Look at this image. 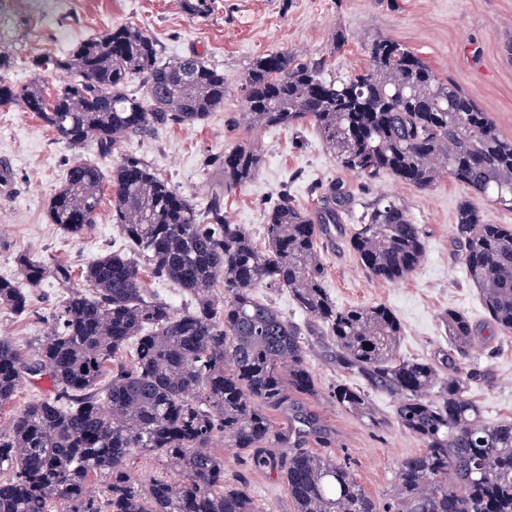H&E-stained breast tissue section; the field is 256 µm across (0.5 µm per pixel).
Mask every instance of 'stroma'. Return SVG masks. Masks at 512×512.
Listing matches in <instances>:
<instances>
[{"label":"stroma","instance_id":"1","mask_svg":"<svg viewBox=\"0 0 512 512\" xmlns=\"http://www.w3.org/2000/svg\"><path fill=\"white\" fill-rule=\"evenodd\" d=\"M23 40L15 66L1 78L23 86L35 73L32 59L67 56L80 43L129 25L153 37L166 63L196 53L224 72V107L193 126H174L123 142L112 154L95 147L74 153L33 113L0 105V278L18 275L16 259L27 254L51 265L67 263L81 271L100 256L125 249L112 222L110 196H103L95 224L70 237L48 215L75 157L110 174L122 155L144 159L153 170L204 210L220 189L210 155L238 144L258 146L264 162L245 184L224 192V213L264 243L265 211L282 190L312 207L314 188L343 183L354 206L385 195L404 204L424 225L426 253L417 272L398 283L372 280L361 269L345 237L320 240L326 284L337 307L383 304L402 325L401 356L432 358L448 349L442 317L466 314L479 329L480 346L463 364L484 379L471 395L487 423L512 417V334L490 325L480 294L470 281L456 244V213L464 192L450 178L418 188L386 175L366 183L340 167L312 125L249 129L242 92L245 74L258 56L286 50L298 61H321L331 77H346L367 65L366 47L378 36L390 38L426 61L438 76L465 91L512 141V0H215L207 17L190 15L183 0H39L10 12ZM221 190V189H220ZM29 305L21 314L0 310V337L13 340L32 357L48 333L63 291L52 277L24 285ZM308 366L320 390L306 405L325 425L323 441L307 448L327 453L351 467L358 482L386 512L395 490L400 460L418 453L420 442L396 424L375 428L338 407L329 397L344 377L332 346L319 336L304 339ZM229 478L245 480L267 512H295L282 477L245 468L236 450L216 440Z\"/></svg>","mask_w":512,"mask_h":512}]
</instances>
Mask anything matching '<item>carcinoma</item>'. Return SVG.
I'll use <instances>...</instances> for the list:
<instances>
[{
    "label": "carcinoma",
    "mask_w": 512,
    "mask_h": 512,
    "mask_svg": "<svg viewBox=\"0 0 512 512\" xmlns=\"http://www.w3.org/2000/svg\"><path fill=\"white\" fill-rule=\"evenodd\" d=\"M0 29V72L13 66ZM42 71L76 79L48 99L41 80L15 86L0 75V105L36 114L57 139L79 153L103 155L127 139L164 127L191 126L224 107V72L192 55L161 64L154 40L119 26L79 45L66 58L34 60ZM143 80L144 94L130 85ZM243 119L267 127L310 124L337 163L366 182L388 174L419 188L450 177L467 194L456 233L470 280L489 320L512 333V227L491 224L475 199L512 209V141L489 113L459 87L442 81L406 47L386 37L368 45L366 68L328 79L324 64L299 62L286 50L256 59L244 87ZM263 156L239 144L216 153L231 190L260 169ZM103 175L87 161L71 164L49 204L53 223L76 237L95 224ZM112 221L128 250L102 256L81 272L51 267L22 254V280L52 275L64 289L53 325L36 356L22 357L0 338V404L23 379L47 377L53 396L28 405L0 433V512H264L245 484L224 478L215 439L247 453L249 465L279 474L296 512H378L350 468L304 444L321 439L319 416L303 401L318 394L300 326L255 295L284 288L309 326H323L335 347L336 368L359 380L341 382L331 397L373 426L385 423L370 391L397 399L394 422L423 450L396 470L391 512H512V419L483 421L469 395L472 372L462 364L476 328L450 310L443 323L452 342L438 359L397 353L402 326L385 305L338 308L326 287L317 239L341 226L352 198L339 183L304 209L284 192L265 216V246L242 224L224 220V195L212 197L206 219L142 159L126 155L109 180ZM350 249L369 277L397 283L425 255L423 225L399 201L365 204L360 223L345 229ZM152 274L194 297L178 313L143 288L140 259ZM28 306L19 282L0 278V309ZM135 343L131 367L115 362ZM288 416L274 429L270 412ZM165 461L177 479L136 483L134 453ZM107 481L103 502L88 479Z\"/></svg>",
    "instance_id": "cac0c4a2"
}]
</instances>
